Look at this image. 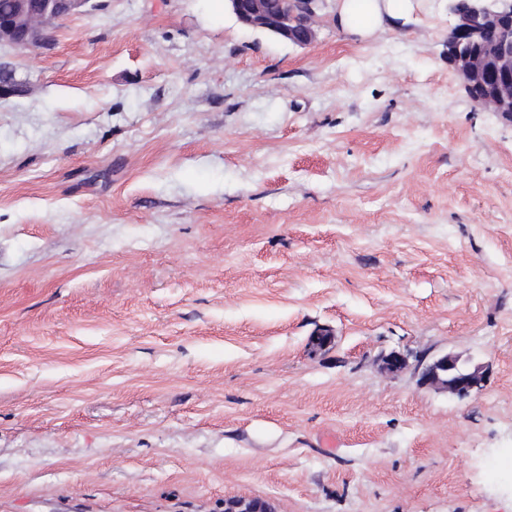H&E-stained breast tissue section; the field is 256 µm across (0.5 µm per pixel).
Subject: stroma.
<instances>
[{"mask_svg":"<svg viewBox=\"0 0 512 512\" xmlns=\"http://www.w3.org/2000/svg\"><path fill=\"white\" fill-rule=\"evenodd\" d=\"M334 8L305 46L222 0L0 43V512H512V124L446 0L363 41ZM416 369L421 385L446 391L458 399L480 392L486 377L485 366H470L448 353L431 359L421 357ZM225 512H273V506L258 498H228L224 501Z\"/></svg>","mask_w":512,"mask_h":512,"instance_id":"obj_1","label":"stroma"}]
</instances>
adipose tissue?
Segmentation results:
<instances>
[{"label":"adipose tissue","mask_w":512,"mask_h":512,"mask_svg":"<svg viewBox=\"0 0 512 512\" xmlns=\"http://www.w3.org/2000/svg\"><path fill=\"white\" fill-rule=\"evenodd\" d=\"M417 6L418 0H336V25L347 35L365 39L409 23Z\"/></svg>","instance_id":"1"}]
</instances>
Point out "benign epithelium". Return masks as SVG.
I'll return each instance as SVG.
<instances>
[{
    "mask_svg": "<svg viewBox=\"0 0 512 512\" xmlns=\"http://www.w3.org/2000/svg\"><path fill=\"white\" fill-rule=\"evenodd\" d=\"M10 15L0 17V42L19 49L38 44L53 20L74 14L90 0H41L39 10L30 0H13ZM274 12L269 0H225V6L244 26L267 31L296 45H307L313 37L312 24L322 0H286ZM451 31L456 39L448 43V65L477 106L512 123V0H448ZM489 27L499 37L483 43ZM419 382L465 399L482 390L485 366H470L456 356L444 354L417 360ZM224 512H273V506L258 498H228Z\"/></svg>",
    "mask_w": 512,
    "mask_h": 512,
    "instance_id": "7a95c632",
    "label": "benign epithelium"
}]
</instances>
